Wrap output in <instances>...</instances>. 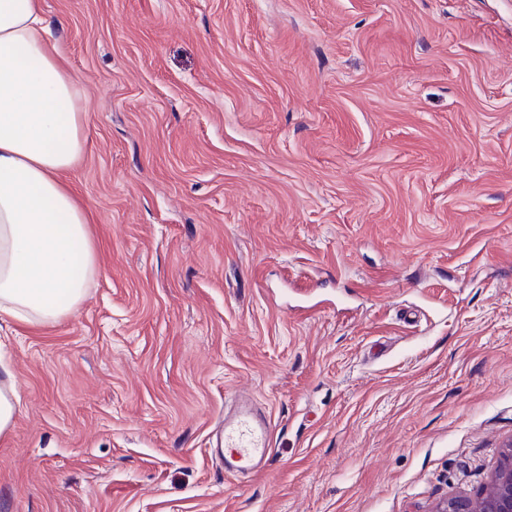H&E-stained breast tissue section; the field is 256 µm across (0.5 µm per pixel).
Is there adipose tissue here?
Returning a JSON list of instances; mask_svg holds the SVG:
<instances>
[{
  "mask_svg": "<svg viewBox=\"0 0 512 512\" xmlns=\"http://www.w3.org/2000/svg\"><path fill=\"white\" fill-rule=\"evenodd\" d=\"M49 31L42 0H0V322L62 319L97 272L63 180L87 146L85 90Z\"/></svg>",
  "mask_w": 512,
  "mask_h": 512,
  "instance_id": "ef3b65f1",
  "label": "adipose tissue"
}]
</instances>
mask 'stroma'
I'll return each mask as SVG.
<instances>
[{
	"mask_svg": "<svg viewBox=\"0 0 512 512\" xmlns=\"http://www.w3.org/2000/svg\"><path fill=\"white\" fill-rule=\"evenodd\" d=\"M97 274L7 327L0 512H434L512 441V0H43ZM273 421L229 475L226 403ZM2 376V378H1ZM19 401L13 373L5 363H0V435L8 432L14 422Z\"/></svg>",
	"mask_w": 512,
	"mask_h": 512,
	"instance_id": "obj_1",
	"label": "stroma"
}]
</instances>
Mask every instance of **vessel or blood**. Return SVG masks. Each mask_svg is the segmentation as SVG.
Segmentation results:
<instances>
[{"label": "vessel or blood", "instance_id": "1", "mask_svg": "<svg viewBox=\"0 0 512 512\" xmlns=\"http://www.w3.org/2000/svg\"><path fill=\"white\" fill-rule=\"evenodd\" d=\"M271 420L251 400L243 399L224 415V469L257 471L271 451Z\"/></svg>", "mask_w": 512, "mask_h": 512}]
</instances>
